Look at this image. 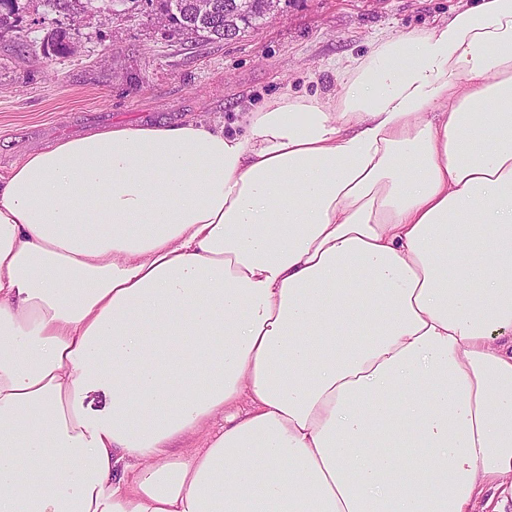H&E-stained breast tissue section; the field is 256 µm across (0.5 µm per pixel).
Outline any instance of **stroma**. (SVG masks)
Listing matches in <instances>:
<instances>
[{"instance_id": "stroma-1", "label": "stroma", "mask_w": 512, "mask_h": 512, "mask_svg": "<svg viewBox=\"0 0 512 512\" xmlns=\"http://www.w3.org/2000/svg\"><path fill=\"white\" fill-rule=\"evenodd\" d=\"M460 0H292L260 29L191 44L157 34L144 4L80 20L17 0L0 34V177L29 154L80 133L126 124L232 122L293 87L336 88L335 62L367 52L377 34L406 35L450 19ZM67 29L68 56H47ZM316 82H309V74Z\"/></svg>"}]
</instances>
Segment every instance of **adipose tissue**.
<instances>
[{
    "label": "adipose tissue",
    "mask_w": 512,
    "mask_h": 512,
    "mask_svg": "<svg viewBox=\"0 0 512 512\" xmlns=\"http://www.w3.org/2000/svg\"><path fill=\"white\" fill-rule=\"evenodd\" d=\"M336 72L0 182V512H472L512 475V0Z\"/></svg>",
    "instance_id": "adipose-tissue-1"
}]
</instances>
